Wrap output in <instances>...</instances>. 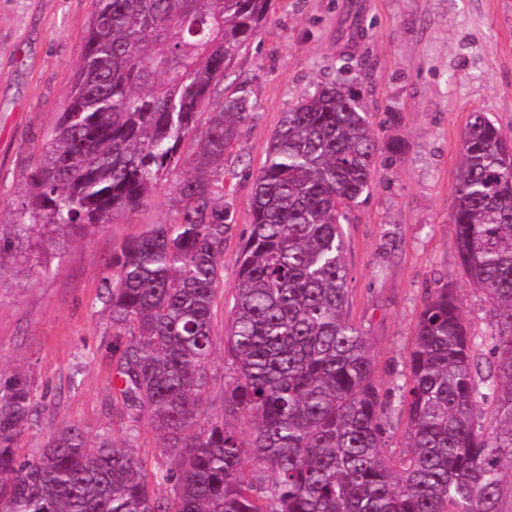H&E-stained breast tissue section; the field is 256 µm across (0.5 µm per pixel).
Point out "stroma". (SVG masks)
<instances>
[{"instance_id":"1","label":"stroma","mask_w":512,"mask_h":512,"mask_svg":"<svg viewBox=\"0 0 512 512\" xmlns=\"http://www.w3.org/2000/svg\"><path fill=\"white\" fill-rule=\"evenodd\" d=\"M92 10V0H0V225L15 223L24 177L67 106ZM343 56L353 60L348 83L379 146L403 145L397 157L380 156L368 198L343 227L351 318L371 339L381 390L401 382L435 282L456 289L470 335L489 329V304L462 270L451 214L471 113H486L512 141V0H273L233 76L214 90L218 100L245 90L253 119L224 157L233 229L214 308L209 414L221 410L229 381L224 323L268 140L314 82L336 78ZM177 208L167 184L85 237L58 234L0 259V374L26 373L42 404L19 454L75 424L89 438L129 443L147 470L165 463L147 418H118L110 313L98 295L120 244Z\"/></svg>"}]
</instances>
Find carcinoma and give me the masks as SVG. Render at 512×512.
<instances>
[{"label": "carcinoma", "mask_w": 512, "mask_h": 512, "mask_svg": "<svg viewBox=\"0 0 512 512\" xmlns=\"http://www.w3.org/2000/svg\"><path fill=\"white\" fill-rule=\"evenodd\" d=\"M271 2L93 0L67 107L0 256L15 241L85 236L174 177L177 217L122 243L101 295L122 416L147 417L167 465L149 474L132 448L105 433L91 443L76 425L19 455L40 403L16 372L0 378V512H505L512 143L483 112L463 142L452 222L462 268L490 304L487 335L469 336L454 289L435 283L408 372L380 394L371 342L350 319L342 228L369 194L377 141L347 81L320 82L269 139L225 327L232 374L222 412L201 421L232 230L224 155L252 118L246 95L213 107L211 94ZM394 401L406 416L398 451L387 448ZM246 462L260 475L245 476Z\"/></svg>", "instance_id": "carcinoma-1"}]
</instances>
